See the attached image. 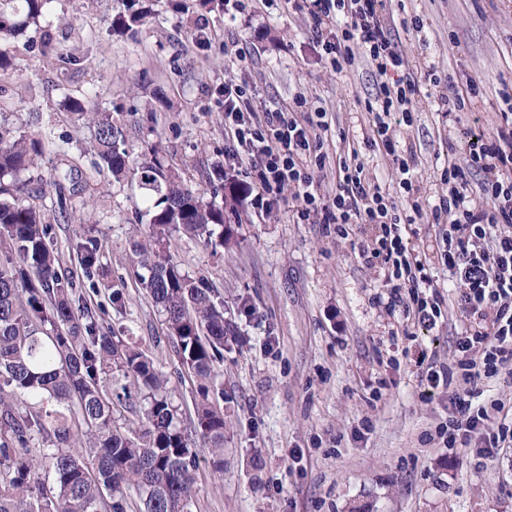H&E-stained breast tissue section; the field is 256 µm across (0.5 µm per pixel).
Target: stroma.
I'll use <instances>...</instances> for the list:
<instances>
[{"label":"stroma","mask_w":512,"mask_h":512,"mask_svg":"<svg viewBox=\"0 0 512 512\" xmlns=\"http://www.w3.org/2000/svg\"><path fill=\"white\" fill-rule=\"evenodd\" d=\"M148 2L151 13L132 36L111 29L118 0H52L39 30L0 39V54L12 62L0 71V127L50 135L53 149L21 176L31 188L51 180L60 144L91 174L69 204V221L55 226L59 259L76 269L69 229L88 220L103 244L105 276L125 283V304L109 319L154 359L192 433L198 467L190 512H512V447L491 458L446 447L439 430L452 412L448 391L419 384L428 365L454 358L467 326L461 285L435 263L434 275L447 284L442 317L431 329L405 328L402 314L386 307L377 271L354 257L349 240L298 223L291 204L256 209L249 170L230 164L225 176L246 192L224 213L229 241L215 248L182 233L172 241L181 271L208 279L239 333L216 364L224 471H213L207 442L193 432L196 381L134 273L131 244L146 237L136 219L141 192L136 180L91 173V134L70 121L66 99L88 94L117 112L134 151L160 147L184 182L202 191L204 166L224 158L225 73L256 85L262 103L286 108L304 93L309 110L331 117L323 135L331 153L343 148V133L367 127L364 104L378 76L362 58L336 76L305 19L282 0H258L234 18L196 4L181 12L170 0ZM391 8L395 43L410 61L434 62L439 92L481 79L483 100L460 127L492 131L499 92L512 86V0H393ZM416 14L422 32L405 30L402 19ZM201 26L203 47L195 40ZM46 29L54 36L48 50ZM232 39L245 59L225 52ZM412 117L403 139L431 196L448 158V128L425 98ZM112 404L120 423L138 425L144 392L114 374Z\"/></svg>","instance_id":"stroma-1"}]
</instances>
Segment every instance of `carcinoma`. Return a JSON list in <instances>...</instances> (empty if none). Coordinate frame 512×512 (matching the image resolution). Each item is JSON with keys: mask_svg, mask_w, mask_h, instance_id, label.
Segmentation results:
<instances>
[{"mask_svg": "<svg viewBox=\"0 0 512 512\" xmlns=\"http://www.w3.org/2000/svg\"><path fill=\"white\" fill-rule=\"evenodd\" d=\"M0 8V38H17L36 24L52 0H20ZM112 30L133 32L148 15L142 0H120ZM76 127L93 129L95 171L120 180L131 174L153 206L137 215L149 224V243L133 245L138 279L161 307L174 349L198 382L195 431L224 470V411L210 392L215 363L237 327L224 301L203 277L181 271L171 251L179 228L206 243L224 244V196L244 189L224 184V165L206 174L210 194L194 191L155 147L137 163L122 124L91 97H72ZM40 135L0 129V512H128L130 491L138 512H189L196 454L181 426L178 406L152 358L122 339L124 328L104 323L105 310L81 296L103 275V246L77 224L68 238L80 273L61 268L51 220L67 219L68 202L82 174L59 150L61 167L49 182L53 215L25 202L16 175L37 165ZM118 371L146 390L141 425L115 423L109 377Z\"/></svg>", "mask_w": 512, "mask_h": 512, "instance_id": "obj_1", "label": "carcinoma"}]
</instances>
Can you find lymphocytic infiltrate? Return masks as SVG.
<instances>
[{"mask_svg": "<svg viewBox=\"0 0 512 512\" xmlns=\"http://www.w3.org/2000/svg\"><path fill=\"white\" fill-rule=\"evenodd\" d=\"M288 10L310 24L322 56L336 73H343L363 53L380 79L374 99L365 109L372 117L370 147L395 165L400 187L411 201L399 209L385 189L371 178L358 143H349L346 156L330 158L324 152L322 131L330 123L326 112L306 115L305 96L293 100L291 110H255L256 90L246 82L224 81L226 155L256 174L254 201L274 210L285 191L298 201V223L322 225L325 232L352 238L355 229L374 225L368 239L354 240L355 256L379 268L388 291V310H401L407 322L434 327L445 295L432 275L426 251L407 248L404 234L412 224L427 219L447 225L443 239L444 264L462 285L460 302L469 322L454 345L456 359L428 367L420 382L450 391L453 412L448 419L447 444H471L494 456L512 443V424L488 428L503 402L479 401L476 383L512 370V121L491 134H477L464 143L449 142V154L464 150L465 165L449 162L440 175L441 189L431 204H423L416 184L414 151L401 148L400 131L410 125L414 101L421 96L423 77L434 74L431 62L411 65L392 38L393 15L386 0H285ZM336 166V190L325 197L316 189V176L327 164ZM481 173L478 190H470L467 169Z\"/></svg>", "mask_w": 512, "mask_h": 512, "instance_id": "lymphocytic-infiltrate-1", "label": "lymphocytic infiltrate"}]
</instances>
